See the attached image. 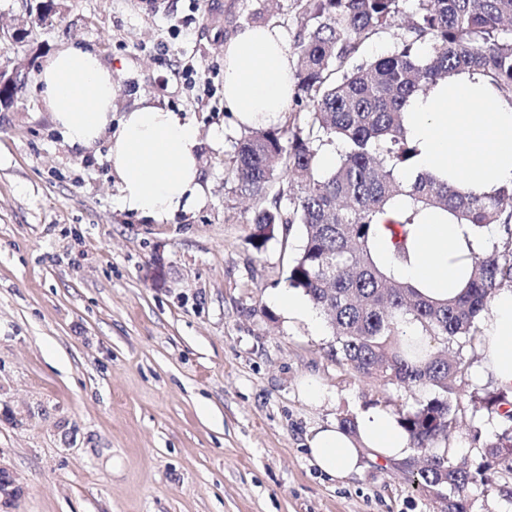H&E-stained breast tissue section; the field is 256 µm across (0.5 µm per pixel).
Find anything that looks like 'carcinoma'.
Segmentation results:
<instances>
[{
    "mask_svg": "<svg viewBox=\"0 0 512 512\" xmlns=\"http://www.w3.org/2000/svg\"><path fill=\"white\" fill-rule=\"evenodd\" d=\"M305 14L312 24L295 36L293 80L312 103L309 120L287 133L253 131L238 147L234 177L260 202L275 173L287 175L296 191L278 190L274 206L254 213L258 244L277 225L288 232L301 226L288 285L327 314L332 355L360 375L434 392L399 412L410 448L426 458L412 483L445 500L446 512H468L469 485L512 477V430L486 444L488 462L477 473L436 453L457 428L451 396L469 367L450 346L479 335L491 298L512 288V189L472 197L429 173L404 182L402 171L417 155L404 112L413 95L465 70L482 72L512 97V0H305ZM400 22L403 41L384 57L360 60L366 42ZM333 143L339 159L323 171L321 150ZM402 198L406 208L386 222L400 237L393 251L399 261L408 259L405 230L439 214L475 229L507 230V238L467 255L468 281L455 299L431 300L373 261L377 216ZM403 322L419 325L431 343L402 338Z\"/></svg>",
    "mask_w": 512,
    "mask_h": 512,
    "instance_id": "obj_1",
    "label": "carcinoma"
}]
</instances>
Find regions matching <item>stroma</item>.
Instances as JSON below:
<instances>
[{
	"label": "stroma",
	"mask_w": 512,
	"mask_h": 512,
	"mask_svg": "<svg viewBox=\"0 0 512 512\" xmlns=\"http://www.w3.org/2000/svg\"><path fill=\"white\" fill-rule=\"evenodd\" d=\"M0 0V57L27 74L0 108V465L22 492L0 512H444L409 467L332 480L306 438L381 405L429 398L332 357L329 328L275 311L300 230L256 246L254 202L232 175L249 128L224 107V43L242 27L304 26L302 0ZM69 45L116 70L112 118L142 98L200 128L206 199L155 224L121 211L108 145L83 153L53 126L36 75ZM328 388L308 402L304 378ZM466 377L455 404L461 461L495 436ZM469 512H512L503 481L467 490Z\"/></svg>",
	"instance_id": "35a3bbf8"
}]
</instances>
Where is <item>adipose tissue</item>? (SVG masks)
Here are the masks:
<instances>
[{"mask_svg": "<svg viewBox=\"0 0 512 512\" xmlns=\"http://www.w3.org/2000/svg\"><path fill=\"white\" fill-rule=\"evenodd\" d=\"M292 71V58L276 27L243 28L224 44L225 108L247 127L276 122L294 94ZM37 79L44 86L46 107L71 146L89 150L108 139L121 210L160 224L201 203V140L192 120L144 98L120 125H113L112 68L80 46L56 52ZM405 127L419 150L407 180L429 172L477 196L512 188V99L481 73L462 72L412 97ZM498 236L497 225L477 230L440 216L411 228L406 264H395L384 234L375 235L371 249L380 267L442 301L462 290V255ZM479 354L475 379L512 387L511 288L498 290L480 319ZM356 426L353 434L334 423L318 428L307 439L310 464L342 480L359 473L365 462L387 464L409 456V438L395 412L368 407Z\"/></svg>", "mask_w": 512, "mask_h": 512, "instance_id": "adipose-tissue-1", "label": "adipose tissue"}]
</instances>
